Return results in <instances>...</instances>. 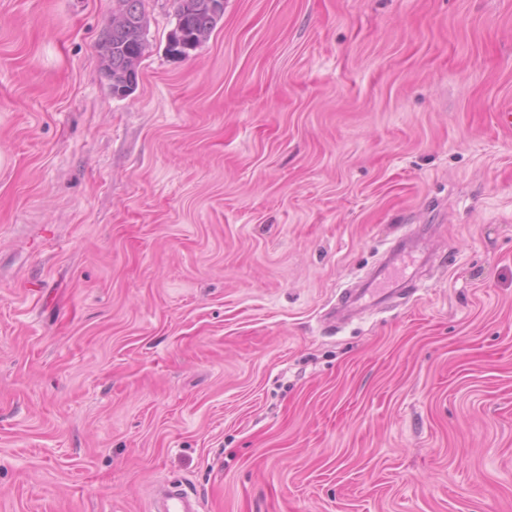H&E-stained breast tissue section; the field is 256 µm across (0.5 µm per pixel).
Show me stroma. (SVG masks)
<instances>
[{
	"label": "stroma",
	"instance_id": "1",
	"mask_svg": "<svg viewBox=\"0 0 512 512\" xmlns=\"http://www.w3.org/2000/svg\"><path fill=\"white\" fill-rule=\"evenodd\" d=\"M113 4L0 0V512H512V0ZM116 12L127 17V24L120 30H113L111 35L112 62L107 67L99 65V71L112 84L111 91L124 88L126 82L131 92L135 89L139 77V66L147 48V19L143 9V0H115ZM129 89H120L116 96L129 95ZM130 92V93H131ZM127 95V96H128ZM176 28L168 36L167 47H181V57L189 55L208 40L222 11L216 8L218 0H175ZM172 44V46H171ZM166 51L170 53V49ZM389 260L380 269L375 278L370 281L364 288L351 293L346 298V307L351 309H364L366 307H380L402 292L411 284L412 273L408 276L392 277L391 285L387 288L381 287L378 282L381 274L386 271L391 275L394 266V259L403 256L405 249L400 248L398 244H394L389 250ZM199 500L182 485H166L155 501L153 512H198Z\"/></svg>",
	"mask_w": 512,
	"mask_h": 512
}]
</instances>
